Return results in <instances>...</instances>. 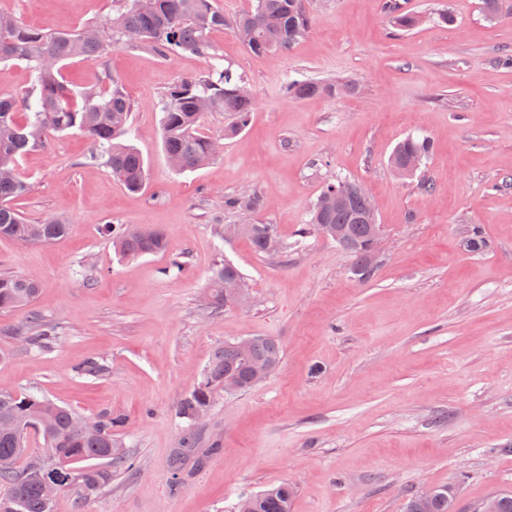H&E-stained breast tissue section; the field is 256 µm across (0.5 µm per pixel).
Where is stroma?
Masks as SVG:
<instances>
[{
  "label": "stroma",
  "instance_id": "1",
  "mask_svg": "<svg viewBox=\"0 0 512 512\" xmlns=\"http://www.w3.org/2000/svg\"><path fill=\"white\" fill-rule=\"evenodd\" d=\"M216 3L228 27L214 40L255 105L231 137L228 116H204L202 132L224 146L212 164L169 167L157 107L207 60L123 44L72 61L65 75L77 88L119 79L146 189L130 193L88 165L92 146L77 132L19 161L32 190L17 209L32 222L64 213L71 231L50 244L0 239V273L40 285L31 308L0 311V389L123 422L111 482L84 497L62 488L55 512H237L242 498L282 483L295 490L292 512H403L409 497L448 484L472 512L512 492V0L494 17L482 0H399L421 18L407 31L393 27L385 0H305L309 28L288 52L260 56L230 27L251 0ZM116 7L0 0V11L58 29ZM288 76L340 89L294 99L282 92ZM410 135L432 150L403 177L389 157ZM340 177L364 187L382 226L366 281L336 243L300 235ZM244 190L264 200L254 219L275 226L286 257L225 239L239 217L224 200ZM107 224L160 228L166 248L122 258ZM475 229L486 249L468 247ZM221 259L242 272L245 307L211 305ZM35 316L56 330L50 348L30 341ZM250 336L278 340L281 364L248 391L217 393L175 467L182 402L216 348ZM89 360L101 376L80 374Z\"/></svg>",
  "mask_w": 512,
  "mask_h": 512
}]
</instances>
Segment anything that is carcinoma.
Returning <instances> with one entry per match:
<instances>
[{
  "instance_id": "1",
  "label": "carcinoma",
  "mask_w": 512,
  "mask_h": 512,
  "mask_svg": "<svg viewBox=\"0 0 512 512\" xmlns=\"http://www.w3.org/2000/svg\"><path fill=\"white\" fill-rule=\"evenodd\" d=\"M387 8L396 27L410 29L416 24L414 17L398 11L393 0H388ZM309 25L303 0H253L250 9L236 18L233 33L250 52L263 54L290 49ZM222 30L224 12L212 0H123L122 8L107 23L89 22L73 30L36 28L11 14L0 13V63L25 62L31 72V85L25 90L0 95V238L48 244L69 233L70 225L58 215L30 224L14 206L31 191V183L19 173V159L42 146L52 134L79 131L92 144L89 164L110 169L112 177L130 192L146 187L144 158L134 145L123 140L129 132L132 105L119 81L112 78L107 85L74 91L62 73L67 60H99L111 42L215 60L206 75L174 84L160 101V133L170 166L177 172L193 171L215 160L220 143L201 132L205 113L231 116L225 130L229 136L245 127L254 107L253 96L242 78L220 64L212 37ZM283 92L303 99L332 95L336 87L317 81H287ZM429 152V140L408 136L396 145L392 157L421 161ZM328 192L329 187H324L312 205L302 233L317 234L320 224L339 226L346 236L353 269L358 271L359 279L367 280L374 273L377 237L373 225L361 217L369 214L371 200L366 195H354L338 204L326 201ZM273 231L271 224H253L241 234L257 254L268 256L266 235ZM105 233L124 258L158 253L165 247L158 228L109 224ZM243 287L239 268L228 261L220 263L210 283L213 304L225 306L226 300ZM39 290L34 281L0 274V310L31 307ZM282 353L281 345L266 336L251 337L245 354L238 342L224 343L211 354L193 392L182 403L180 414L195 422V410L209 406L229 377L236 378L243 391L252 388L251 365L261 362L277 367ZM75 417V411L45 395L0 389V422L22 420L29 425L22 435L0 430V460L17 462L10 471L0 470V512H54V501L47 499L41 483L32 477L36 468L57 472L60 486L74 487L86 496L112 478L111 471L93 461L114 459L109 449L112 427L117 422L104 416L75 429L71 427ZM33 436L43 439L45 445L44 454L36 460L29 459L28 453ZM293 495L289 485L272 486L251 497L254 512H291ZM455 505L453 490L445 486L432 496L412 497L406 512H450Z\"/></svg>"
}]
</instances>
